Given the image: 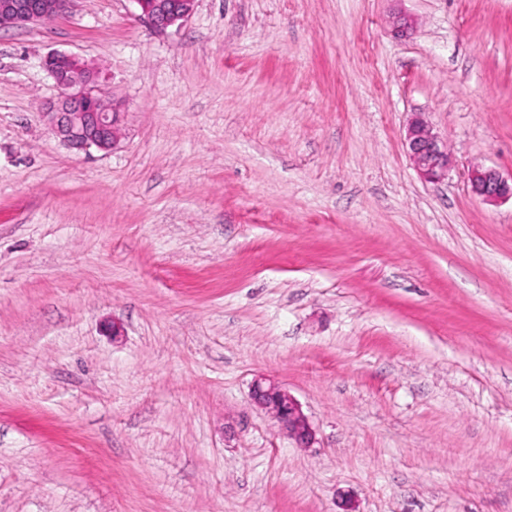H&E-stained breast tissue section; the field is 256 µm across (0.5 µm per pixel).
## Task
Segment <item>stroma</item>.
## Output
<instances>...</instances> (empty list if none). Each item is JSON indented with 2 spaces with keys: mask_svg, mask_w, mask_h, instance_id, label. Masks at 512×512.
Segmentation results:
<instances>
[{
  "mask_svg": "<svg viewBox=\"0 0 512 512\" xmlns=\"http://www.w3.org/2000/svg\"><path fill=\"white\" fill-rule=\"evenodd\" d=\"M52 51L98 68L117 149L49 133ZM476 165L512 172V0H195L162 32L69 0L0 29V512H512V201ZM404 145L409 161L425 181H440L448 177L453 166L448 148L420 113H414L409 119ZM469 182L472 194L483 201L512 200V174L504 176L496 168L474 167ZM251 398L265 409L300 448H309L315 441V433L300 404L288 391L267 378L254 380Z\"/></svg>",
  "mask_w": 512,
  "mask_h": 512,
  "instance_id": "35a3bbf8",
  "label": "stroma"
}]
</instances>
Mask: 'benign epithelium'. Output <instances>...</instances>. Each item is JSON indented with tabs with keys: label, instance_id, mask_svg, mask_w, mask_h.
<instances>
[{
	"label": "benign epithelium",
	"instance_id": "1",
	"mask_svg": "<svg viewBox=\"0 0 512 512\" xmlns=\"http://www.w3.org/2000/svg\"><path fill=\"white\" fill-rule=\"evenodd\" d=\"M68 0H0V28L25 27L62 13ZM141 16L163 31L189 17L194 0H135ZM44 67L60 89L43 117L52 134L67 148L87 153L114 150L122 138L123 113L97 92L98 72L65 52H51ZM404 145L409 161L426 181L448 177L453 160L432 126L419 113L409 119ZM471 192L486 202L512 200V174L496 168L474 167L469 174ZM251 398L265 409L301 448H309L315 433L300 404L279 384L254 380Z\"/></svg>",
	"mask_w": 512,
	"mask_h": 512
}]
</instances>
